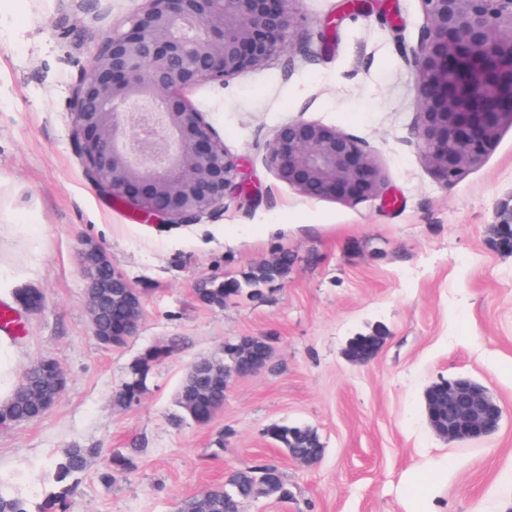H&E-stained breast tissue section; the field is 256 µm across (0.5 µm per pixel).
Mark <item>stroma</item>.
Returning a JSON list of instances; mask_svg holds the SVG:
<instances>
[{"instance_id":"stroma-1","label":"stroma","mask_w":512,"mask_h":512,"mask_svg":"<svg viewBox=\"0 0 512 512\" xmlns=\"http://www.w3.org/2000/svg\"><path fill=\"white\" fill-rule=\"evenodd\" d=\"M341 3L298 0L304 53L186 90L246 188L187 224L139 219L102 195L74 150L71 88L142 0H99L93 11L86 0H12L0 12V279L44 297L24 316L13 372L52 358L67 380L45 414L0 427V479L31 512L74 445L94 455L69 512H177L254 463L277 465L290 495L243 512H512V251L496 232L512 199V128L481 166L438 182L417 129L419 0H368L327 29ZM292 120L336 126L373 150L382 195L317 200L280 182L265 155ZM95 248L143 293L138 332L119 348L100 344L89 321L79 253ZM284 251L288 275L262 298L199 302L209 279L242 278ZM376 330V358L350 362L348 341ZM245 335L273 337V367L236 379L210 424L176 421L187 367ZM153 347L169 354L145 396L116 407L113 392ZM461 376L486 387L503 416L492 435L451 442L430 427L424 393ZM274 423L315 429L320 461H291L264 434ZM132 448L136 468L102 480L113 454Z\"/></svg>"}]
</instances>
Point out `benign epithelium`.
Here are the masks:
<instances>
[{"instance_id": "1", "label": "benign epithelium", "mask_w": 512, "mask_h": 512, "mask_svg": "<svg viewBox=\"0 0 512 512\" xmlns=\"http://www.w3.org/2000/svg\"><path fill=\"white\" fill-rule=\"evenodd\" d=\"M299 0H144L127 28L104 39L69 100L85 175L147 219L195 221L241 194L239 164L183 90L225 84L292 47ZM426 26L414 54L418 136L442 184L480 166L512 127V0H420ZM266 164L304 197L355 202L382 192L374 153L317 121L280 126ZM94 288L130 283L99 250L80 258ZM139 301L120 347L138 331ZM447 437L494 433L502 408L467 377L444 384Z\"/></svg>"}]
</instances>
